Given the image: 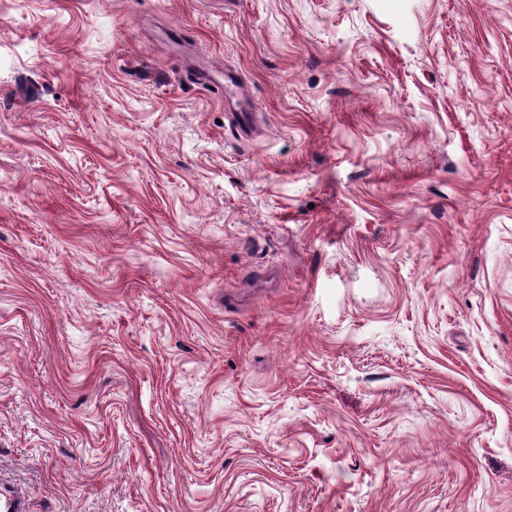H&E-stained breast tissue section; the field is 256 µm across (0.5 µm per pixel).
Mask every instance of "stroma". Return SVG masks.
<instances>
[{
	"label": "stroma",
	"instance_id": "obj_1",
	"mask_svg": "<svg viewBox=\"0 0 512 512\" xmlns=\"http://www.w3.org/2000/svg\"><path fill=\"white\" fill-rule=\"evenodd\" d=\"M0 512H512V0H0ZM203 83L215 85L224 89V103L228 105L230 101L233 103L235 89L237 88L238 78L235 74L227 70L208 69L200 73L198 77Z\"/></svg>",
	"mask_w": 512,
	"mask_h": 512
}]
</instances>
